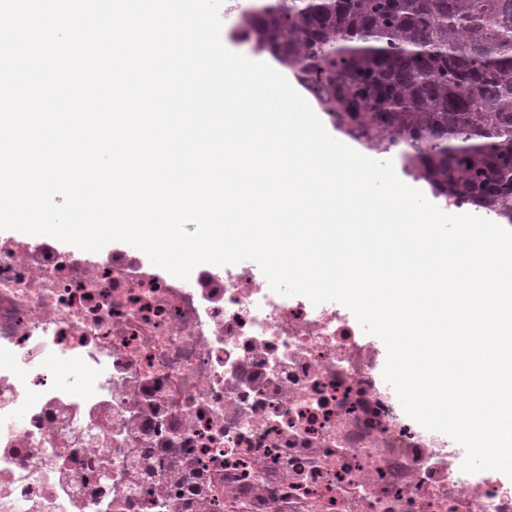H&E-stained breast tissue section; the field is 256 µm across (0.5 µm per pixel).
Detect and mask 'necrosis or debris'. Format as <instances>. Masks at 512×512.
I'll return each instance as SVG.
<instances>
[{
    "label": "necrosis or debris",
    "mask_w": 512,
    "mask_h": 512,
    "mask_svg": "<svg viewBox=\"0 0 512 512\" xmlns=\"http://www.w3.org/2000/svg\"><path fill=\"white\" fill-rule=\"evenodd\" d=\"M354 313L0 231V512H512L403 410Z\"/></svg>",
    "instance_id": "obj_1"
}]
</instances>
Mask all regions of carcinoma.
Masks as SVG:
<instances>
[{"label":"carcinoma","instance_id":"obj_1","mask_svg":"<svg viewBox=\"0 0 512 512\" xmlns=\"http://www.w3.org/2000/svg\"><path fill=\"white\" fill-rule=\"evenodd\" d=\"M236 29L344 135L512 223V0H253Z\"/></svg>","mask_w":512,"mask_h":512}]
</instances>
